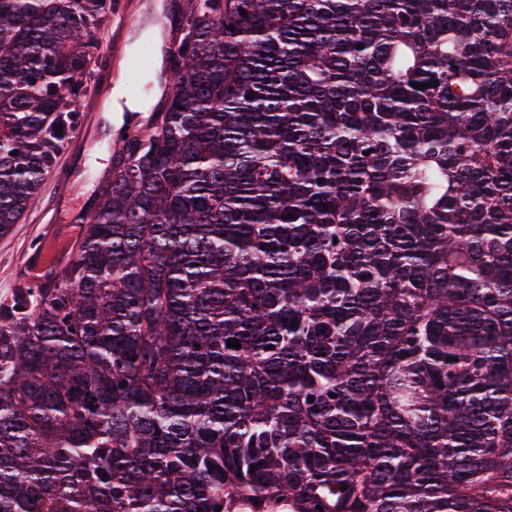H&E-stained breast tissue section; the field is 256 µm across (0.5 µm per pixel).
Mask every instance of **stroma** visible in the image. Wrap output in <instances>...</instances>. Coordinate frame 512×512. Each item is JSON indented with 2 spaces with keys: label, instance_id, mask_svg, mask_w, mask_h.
<instances>
[{
  "label": "stroma",
  "instance_id": "obj_1",
  "mask_svg": "<svg viewBox=\"0 0 512 512\" xmlns=\"http://www.w3.org/2000/svg\"><path fill=\"white\" fill-rule=\"evenodd\" d=\"M121 9L109 15L100 32L102 53L111 59L113 69L122 73L120 81H105L91 95L106 100L113 86L132 93L134 100L155 106V80L152 70L133 78L127 66L138 57L155 34L151 24L134 27L126 23L130 13L164 15L177 21L188 0H122ZM112 134L107 113H79L76 131L68 148L59 156L54 170L45 179L31 210L10 234L0 236V300L10 298L17 288L15 268L34 247L52 243L60 254H71L79 238L71 227L72 217L89 210L98 183L112 166V156L103 143Z\"/></svg>",
  "mask_w": 512,
  "mask_h": 512
}]
</instances>
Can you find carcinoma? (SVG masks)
<instances>
[{"mask_svg": "<svg viewBox=\"0 0 512 512\" xmlns=\"http://www.w3.org/2000/svg\"><path fill=\"white\" fill-rule=\"evenodd\" d=\"M111 12L0 0V236ZM169 68L0 302V512H512V0H195Z\"/></svg>", "mask_w": 512, "mask_h": 512, "instance_id": "1", "label": "carcinoma"}]
</instances>
